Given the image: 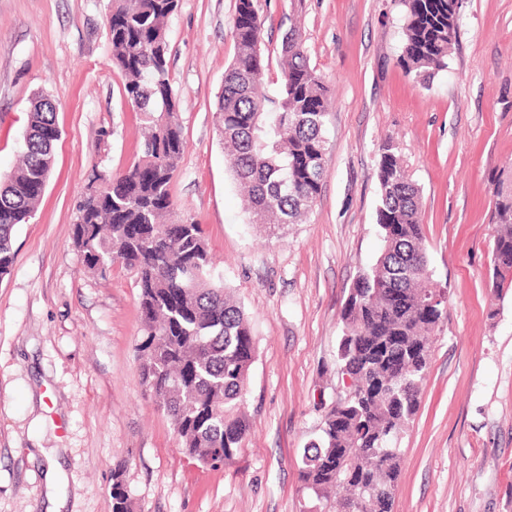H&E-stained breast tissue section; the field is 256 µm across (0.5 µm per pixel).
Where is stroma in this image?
Here are the masks:
<instances>
[{
    "instance_id": "1",
    "label": "stroma",
    "mask_w": 512,
    "mask_h": 512,
    "mask_svg": "<svg viewBox=\"0 0 512 512\" xmlns=\"http://www.w3.org/2000/svg\"><path fill=\"white\" fill-rule=\"evenodd\" d=\"M111 0H0V173L14 169L35 94L61 137L34 217L0 279V512H333L301 489L302 448L346 387L341 312L380 250L379 147L421 189L430 267L448 291L420 407L400 439L394 512H512V289L488 285L491 180L512 175V0H463L447 71L406 73L400 0H257L266 90L296 27L332 96L322 190L296 224H248L214 123L234 56L236 0H180L169 74L185 148L171 219L201 225L215 271L251 320V432L233 463L189 458L145 397L133 271L87 270L72 241L92 167L133 162L140 122L113 68ZM63 474L55 490L53 460Z\"/></svg>"
}]
</instances>
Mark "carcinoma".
<instances>
[{
    "label": "carcinoma",
    "mask_w": 512,
    "mask_h": 512,
    "mask_svg": "<svg viewBox=\"0 0 512 512\" xmlns=\"http://www.w3.org/2000/svg\"><path fill=\"white\" fill-rule=\"evenodd\" d=\"M399 64L427 80L448 68L459 14L448 0H401ZM178 0H112L107 16L112 64L123 94L148 127L125 169L93 175L77 203L73 241L92 271L120 261L135 271L144 337L138 345L145 393L168 417L182 447L200 463L233 462L250 432L245 394L255 358L251 325L211 265L199 224H167L174 173L185 141L168 70V21ZM256 0H237L234 57L224 71L216 123L228 169L246 197L249 224H297L321 193L329 91L297 29L285 31L280 87L261 90L268 66ZM59 129L55 106L37 95L23 132L21 163L0 177V277L13 265L12 234L27 223L49 179ZM376 224L381 253L353 283L341 314V374L352 380L325 412L320 435L303 449L302 487L321 499L349 490L335 512H394L399 442L420 406L431 334L445 304H427L436 285L425 246L421 195L397 147L382 145ZM491 288L512 285V182L492 181ZM112 512H131L121 480Z\"/></svg>",
    "instance_id": "obj_1"
}]
</instances>
